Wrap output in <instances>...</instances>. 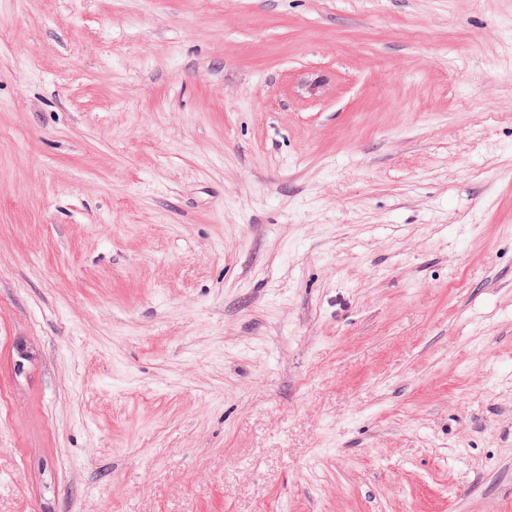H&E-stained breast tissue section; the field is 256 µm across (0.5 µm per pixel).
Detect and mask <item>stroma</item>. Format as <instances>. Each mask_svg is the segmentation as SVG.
Returning <instances> with one entry per match:
<instances>
[{
    "instance_id": "stroma-1",
    "label": "stroma",
    "mask_w": 512,
    "mask_h": 512,
    "mask_svg": "<svg viewBox=\"0 0 512 512\" xmlns=\"http://www.w3.org/2000/svg\"><path fill=\"white\" fill-rule=\"evenodd\" d=\"M0 512H512V0H0Z\"/></svg>"
}]
</instances>
